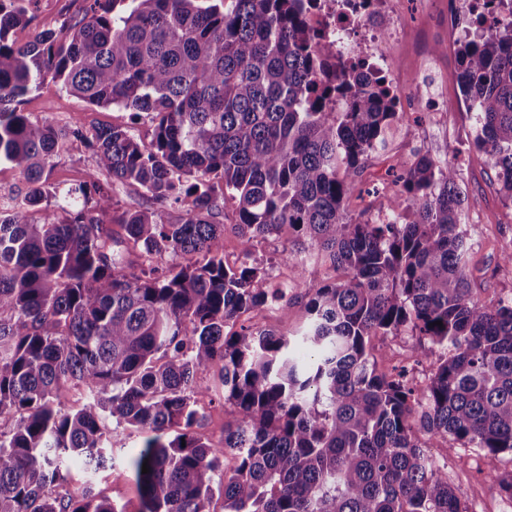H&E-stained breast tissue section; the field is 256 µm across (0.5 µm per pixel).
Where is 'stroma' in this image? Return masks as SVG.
<instances>
[{"label": "stroma", "instance_id": "stroma-1", "mask_svg": "<svg viewBox=\"0 0 512 512\" xmlns=\"http://www.w3.org/2000/svg\"><path fill=\"white\" fill-rule=\"evenodd\" d=\"M83 0H38L30 22L12 31L17 44H25L45 30L58 29L76 15ZM394 19L398 34L386 43L384 51L392 62L389 80L397 87L400 103L398 120L386 135L385 147L373 150L366 158L358 184L362 199L353 201L352 213H364L376 220L385 214L388 198L377 186L390 164L412 163L418 155L451 158L458 180L467 194L464 228L471 245L469 268L474 292L482 303L512 296V265L501 259L512 249V199L501 190L495 171L484 158L467 149L475 130L472 113L466 112L458 84L459 65L454 42L467 26L458 11L444 7L429 9L427 0H397ZM444 104L443 111H431L432 101ZM21 108L31 120L58 129L74 127L89 131L112 125L131 127L142 141H150L148 124L132 121L129 113L89 105L61 90L58 83L45 81L25 96ZM96 155L90 148L64 146L49 173V181L60 191L83 184L96 172ZM290 232L256 243L252 257L267 270L261 280L264 288L287 283V295L278 303L255 309L239 320L229 322L228 331L240 326L274 328L287 335L299 334L306 325L305 295L323 282L345 279L344 270L309 258L303 273H296L282 258L290 246ZM412 333L401 329L398 334L373 337L371 358L378 370L408 369L416 380H429L442 352L430 348L423 359H415ZM144 441L138 433L119 431L112 435L111 467L93 477L96 493L126 512H138L140 495L128 466ZM427 455L448 471V482L459 488L472 512H512L495 481L496 476L512 471V456L491 455L450 438L430 441Z\"/></svg>", "mask_w": 512, "mask_h": 512}]
</instances>
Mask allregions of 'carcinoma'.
Here are the masks:
<instances>
[{
  "label": "carcinoma",
  "instance_id": "obj_1",
  "mask_svg": "<svg viewBox=\"0 0 512 512\" xmlns=\"http://www.w3.org/2000/svg\"><path fill=\"white\" fill-rule=\"evenodd\" d=\"M85 2L60 31L18 45L9 33L37 0H0V164L25 185L0 208V414L16 417L0 429V512H126L89 487L54 493L74 467H108L116 429L146 434L129 462L137 512H210L217 493L224 512H472L425 439L512 455V297H475L454 164L423 154L389 168V214L355 221V178L385 145L398 97L359 63L323 85L339 52L306 24L305 0ZM477 23L459 41L458 83L476 116L471 146L512 195V22ZM48 78L149 122L152 139L32 122L23 98ZM65 143L94 148L110 180L59 193L47 170ZM115 184L160 204L115 220L140 250L129 262L103 220ZM228 198L234 267L218 221ZM285 226L298 274V255L315 251L347 279L312 289L296 339L224 333L278 299L255 287L264 270L251 255ZM403 327L415 350L445 351L423 387L370 357L371 337ZM213 364L230 415L220 446L198 432L208 390L197 374ZM64 385L81 408L65 405Z\"/></svg>",
  "mask_w": 512,
  "mask_h": 512
}]
</instances>
